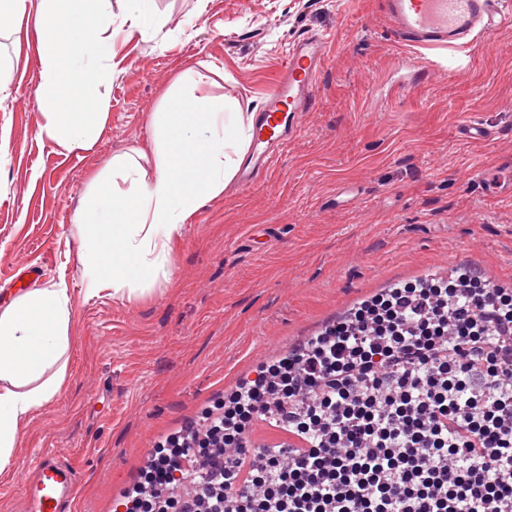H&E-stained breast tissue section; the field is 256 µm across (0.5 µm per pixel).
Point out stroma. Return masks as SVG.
<instances>
[{"instance_id": "obj_1", "label": "stroma", "mask_w": 512, "mask_h": 512, "mask_svg": "<svg viewBox=\"0 0 512 512\" xmlns=\"http://www.w3.org/2000/svg\"><path fill=\"white\" fill-rule=\"evenodd\" d=\"M147 37L113 33L109 107L93 149L38 137L39 66L20 36L34 14L0 31L17 74L0 92V305L15 268L73 296L69 374L38 409L0 476V512H19L34 452L79 476L73 512H115L154 446L198 419L262 361L317 335L384 289L478 269L512 289V31L490 37L466 74L395 97V43L378 0H155ZM327 40L301 133L250 189L231 182L186 223L164 293L133 303L84 299L73 217L90 172L149 138L160 93L182 72L216 73L199 93L258 109L289 43ZM490 138H464L470 117Z\"/></svg>"}]
</instances>
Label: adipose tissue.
Masks as SVG:
<instances>
[{"instance_id":"1","label":"adipose tissue","mask_w":512,"mask_h":512,"mask_svg":"<svg viewBox=\"0 0 512 512\" xmlns=\"http://www.w3.org/2000/svg\"><path fill=\"white\" fill-rule=\"evenodd\" d=\"M36 9L32 47L40 65L38 136L67 152L88 151L105 119L76 101L98 96L110 73L112 0H0V20ZM209 74L189 70L162 94L146 146L93 173L75 215L83 295L121 302L173 280L186 220L223 194L246 156L254 115L195 96ZM73 299L65 283L36 285L0 308V474L11 472L29 416L61 393L69 369Z\"/></svg>"}]
</instances>
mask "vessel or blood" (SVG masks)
<instances>
[{
	"label": "vessel or blood",
	"mask_w": 512,
	"mask_h": 512,
	"mask_svg": "<svg viewBox=\"0 0 512 512\" xmlns=\"http://www.w3.org/2000/svg\"><path fill=\"white\" fill-rule=\"evenodd\" d=\"M379 12L400 52L396 66H412L445 79L465 73L484 38L512 28V0H378ZM328 57L326 41L296 40L257 112L241 187L254 185L274 162L276 151L300 133L299 118L320 87ZM22 499L23 512H71L78 491L76 469L54 455L38 456Z\"/></svg>",
	"instance_id": "vessel-or-blood-1"
}]
</instances>
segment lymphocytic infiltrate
<instances>
[{"mask_svg":"<svg viewBox=\"0 0 512 512\" xmlns=\"http://www.w3.org/2000/svg\"><path fill=\"white\" fill-rule=\"evenodd\" d=\"M125 512H512V294L388 289L159 444Z\"/></svg>","mask_w":512,"mask_h":512,"instance_id":"lymphocytic-infiltrate-1","label":"lymphocytic infiltrate"}]
</instances>
